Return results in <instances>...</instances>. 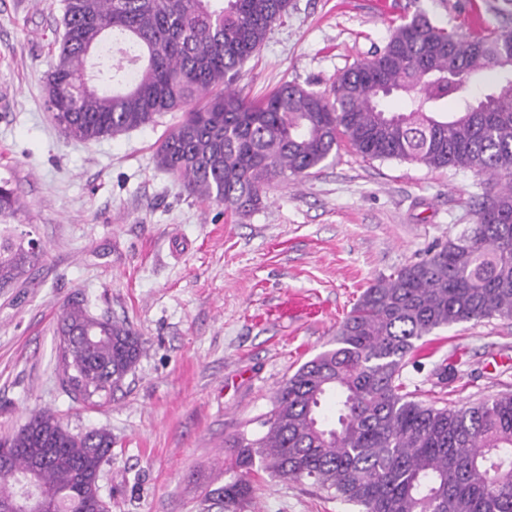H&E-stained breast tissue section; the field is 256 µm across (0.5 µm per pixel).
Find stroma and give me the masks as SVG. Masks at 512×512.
<instances>
[{"instance_id":"obj_1","label":"stroma","mask_w":512,"mask_h":512,"mask_svg":"<svg viewBox=\"0 0 512 512\" xmlns=\"http://www.w3.org/2000/svg\"><path fill=\"white\" fill-rule=\"evenodd\" d=\"M64 0H0V178L44 249L23 288L0 289V436L35 411L74 433L107 428L111 512H204L225 480V441L257 429L281 383L334 348L378 277L419 260L476 219L489 182L468 169L368 160L349 145L241 213L191 196L155 158L180 118L80 141L45 106ZM425 10L472 33L512 27V0H292L237 89L257 100L283 82L327 93L373 58L392 29ZM84 300L128 321L144 352L110 403L72 399L58 375V321ZM300 301L304 312L289 314ZM402 379L451 405L512 392V321L436 330ZM252 512H352L306 481L257 475Z\"/></svg>"}]
</instances>
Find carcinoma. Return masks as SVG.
Wrapping results in <instances>:
<instances>
[{"instance_id":"carcinoma-1","label":"carcinoma","mask_w":512,"mask_h":512,"mask_svg":"<svg viewBox=\"0 0 512 512\" xmlns=\"http://www.w3.org/2000/svg\"><path fill=\"white\" fill-rule=\"evenodd\" d=\"M290 0H65V32L50 66L46 105L71 137L94 141L182 112L157 150L187 193L237 211L266 190L321 166L346 143L371 160L512 176V29L464 35L419 13L383 50L344 70L331 94L286 82L261 100L232 89ZM112 42L133 71L111 67L117 87L89 83L88 56ZM494 76L478 98L477 74ZM397 93L406 107L380 100ZM453 99L455 107L445 104ZM22 206L0 180V288L26 281L40 260L15 233ZM476 219L424 258L365 289L336 347L303 363L272 396L260 430L236 433L224 459L230 481L213 491L223 512L253 498L252 476L309 480L361 512H512V393L461 405L415 400L402 370L435 330L512 319V182L493 185ZM59 380L91 405L118 390L144 348L127 324L72 303L59 319ZM92 342H85V337ZM336 395L339 427L322 415ZM0 503L34 491L55 512H109L100 495L112 433L73 434L50 411L32 414L0 450Z\"/></svg>"}]
</instances>
